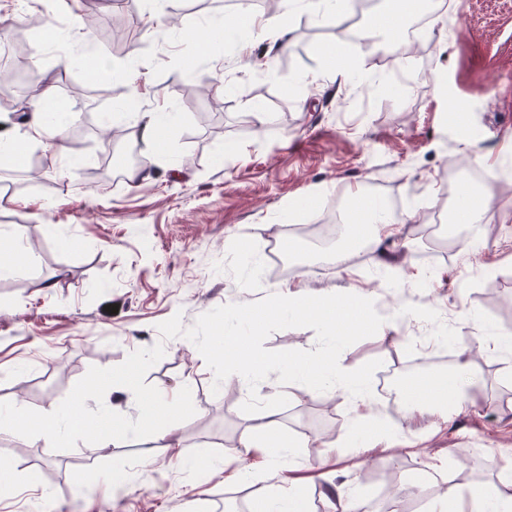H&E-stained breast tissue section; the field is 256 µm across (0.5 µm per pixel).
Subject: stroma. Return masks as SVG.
Segmentation results:
<instances>
[{"instance_id": "35a3bbf8", "label": "stroma", "mask_w": 512, "mask_h": 512, "mask_svg": "<svg viewBox=\"0 0 512 512\" xmlns=\"http://www.w3.org/2000/svg\"><path fill=\"white\" fill-rule=\"evenodd\" d=\"M135 5L131 49L119 55L101 37L117 16L110 0L93 10L85 0H0V34L25 41L79 144L67 160L29 144L27 155L47 164L42 172L0 162V184L16 185L0 205V229L35 257L0 277V401L38 411L60 404L90 367L160 342L158 324L175 313L189 327L217 306L288 286L379 303L381 331L346 348L343 369L378 359L379 375L404 382L421 375L409 359L441 357L444 371L471 376L470 400L409 414L375 392L360 423L344 394L314 398L273 372L258 394L288 397L279 411L287 445L265 457L240 446L257 422L241 410L248 387L228 379L212 392L196 347L161 341L165 355L145 381L168 399L190 388L196 413L175 426L184 459L158 435L55 451L0 431V512H224L228 493L241 494L240 512H256L258 490L286 487L305 512H336L334 484L352 497V512H427L451 487L500 489L512 479V345L500 341L512 334V0H452L428 40L402 44L413 70L391 98L374 89L388 56L335 32L350 21L371 29L383 0L360 13L340 0L335 22L318 20L315 6L282 2L288 50L266 68L241 53V13L226 0H181L174 13L150 0ZM75 13L87 39L71 24ZM203 36L212 40L207 55L196 49ZM90 51L138 74L150 93L139 111L159 100L173 115L150 178L101 192L89 188V172L112 126L130 118L103 93L110 76L87 78L80 56ZM329 52L359 64L357 84L337 86ZM25 72L17 57L0 55V97L17 113L34 99ZM205 112L221 113V132L202 121ZM477 155L485 166L469 165ZM358 186L400 224L385 248L403 286L375 257L336 265L342 237L324 243L293 231L330 218L352 224ZM464 190L489 198L487 233L473 247L433 227ZM276 250L307 256L306 269L275 273ZM234 449L241 461L231 477L224 458Z\"/></svg>"}]
</instances>
